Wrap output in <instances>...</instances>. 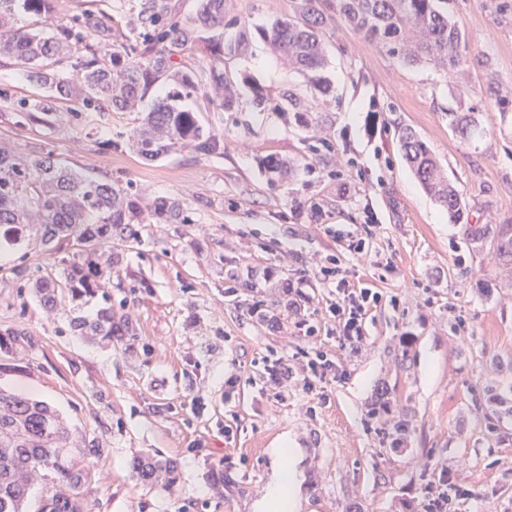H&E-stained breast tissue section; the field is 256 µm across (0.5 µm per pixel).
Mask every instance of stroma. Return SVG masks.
I'll use <instances>...</instances> for the list:
<instances>
[{
	"mask_svg": "<svg viewBox=\"0 0 512 512\" xmlns=\"http://www.w3.org/2000/svg\"><path fill=\"white\" fill-rule=\"evenodd\" d=\"M291 0H227L250 25L288 16ZM472 58L452 76L406 65L346 23L326 31L322 77L330 94L278 62L260 38L228 67L270 99L292 89L303 115L233 111L200 118L220 154L184 150L154 162L123 139L135 112H61L18 121L32 87L0 67V142L132 188L144 201H178L183 224H147L142 244L113 241L120 263L80 313L104 302L134 328L130 344L88 341L69 310L31 291L72 260L69 246L30 240L0 252V388L46 401L76 430L92 479L84 512H257L270 448H304L299 512H427L450 482L447 512H512V267L471 247L463 224H512V0H449ZM474 112L485 130L467 140L448 125ZM411 126L463 194L462 224L422 188L398 149ZM288 159V184L261 169ZM252 271L233 287L227 265ZM339 271L324 280L322 267ZM291 284L296 310L269 329L264 274ZM379 293L363 337L340 334L337 282ZM327 358L331 371L313 376ZM278 368L270 378L269 368ZM176 459L169 491L134 478L133 455Z\"/></svg>",
	"mask_w": 512,
	"mask_h": 512,
	"instance_id": "35a3bbf8",
	"label": "stroma"
}]
</instances>
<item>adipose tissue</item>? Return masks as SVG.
Instances as JSON below:
<instances>
[{
  "instance_id": "ef3b65f1",
  "label": "adipose tissue",
  "mask_w": 512,
  "mask_h": 512,
  "mask_svg": "<svg viewBox=\"0 0 512 512\" xmlns=\"http://www.w3.org/2000/svg\"><path fill=\"white\" fill-rule=\"evenodd\" d=\"M273 465L262 512H295L302 499L304 470L299 449L281 446L271 449Z\"/></svg>"
}]
</instances>
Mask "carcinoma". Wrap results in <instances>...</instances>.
Listing matches in <instances>:
<instances>
[{"mask_svg":"<svg viewBox=\"0 0 512 512\" xmlns=\"http://www.w3.org/2000/svg\"><path fill=\"white\" fill-rule=\"evenodd\" d=\"M54 0H0V67L26 68L28 80L50 91L23 99L18 116L38 119L37 113L57 112L65 104L99 112H138L148 91L163 82L172 86L167 97L145 113L124 142L136 155L154 161L189 147L202 155L221 150L219 138L207 131L198 112L214 99L230 111L243 94L246 79L233 76L228 61L248 51L258 34L284 63L301 72L314 88L329 91L320 71L324 67L322 36L341 19L365 41L381 45L408 64H425L445 73L463 71L470 48L463 33L448 17V0H293L288 17L269 28L251 30L224 16V0H197L195 14L179 19L172 0H137L123 25L112 18L85 14L84 27L97 37L72 29L46 34L39 27L18 25L24 17L42 23ZM127 43L114 50V40ZM197 51L208 68L188 66L186 52ZM68 71L62 72L61 66ZM206 89L205 103L194 109L182 105ZM449 126L462 137L482 133L474 112L448 113ZM403 159L424 188L460 221L464 204L460 190L444 175L436 156L409 126L398 130ZM267 184L276 189L288 181V161H262ZM151 216L167 224H182L178 203L157 198ZM145 220L137 195L107 179L76 171L59 161L31 159L0 145V248L16 246L38 234L44 244L64 241L75 249L74 260L57 277L47 276L33 286L39 302L54 309L65 301H88L97 294L98 280L118 259H103L102 248L112 238L143 242ZM471 244H490L512 264V224L464 225ZM75 327L103 341L129 334L128 322L100 308L96 320L73 318ZM72 430L43 400L0 389V512H25L23 506L33 478L44 471L53 486L46 489L38 512H83L80 490L91 470L84 459L89 448H74ZM138 479L166 490L177 482L171 460L144 453L129 462Z\"/></svg>","mask_w":512,"mask_h":512,"instance_id":"cac0c4a2","label":"carcinoma"}]
</instances>
